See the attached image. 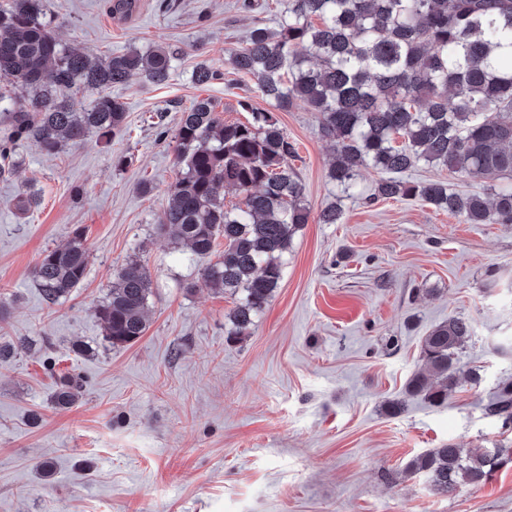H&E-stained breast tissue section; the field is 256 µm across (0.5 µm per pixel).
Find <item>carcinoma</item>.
Wrapping results in <instances>:
<instances>
[{
	"mask_svg": "<svg viewBox=\"0 0 512 512\" xmlns=\"http://www.w3.org/2000/svg\"><path fill=\"white\" fill-rule=\"evenodd\" d=\"M47 0H8L0 6V73L13 78L9 128L0 140V178L10 177L14 144L35 140L48 155L66 144L106 137L123 126L125 104L106 90L134 76L163 85L174 73L180 51L157 45L131 47L93 62L61 44ZM232 73L256 79L276 109L296 102L316 114L336 158L328 177L336 202L319 213V223H341L342 199L356 195L363 169L388 173L367 203L421 199L466 224H512V0H291L274 29L252 27L245 46L229 53ZM192 79L207 85L224 71L202 63ZM95 91L86 105L73 92ZM245 123H221L210 99L181 110L174 133L178 177L171 187L160 227L202 262V285L237 297L228 338L247 333L263 313L282 278V255L310 218L304 186L289 163L296 153L270 111L241 103ZM404 142L396 144L397 138ZM455 176L489 180L488 192L460 193L440 180L418 181L406 173L420 164ZM221 186L244 194L242 205L224 207ZM224 238V253L211 260ZM86 237L72 231L67 243L44 253L32 277L44 300L66 299L85 277ZM151 292L147 269L137 261L118 273L97 307L104 339L124 347L143 336ZM474 335L469 318L451 316L422 338L425 369L407 391L441 405L468 374L460 353ZM80 379L64 378L55 402L65 408ZM512 427V382L500 385L485 407ZM512 450L459 448L444 444L413 457L411 473L427 475L433 490L448 495L461 483L481 486L504 466Z\"/></svg>",
	"mask_w": 512,
	"mask_h": 512,
	"instance_id": "obj_1",
	"label": "carcinoma"
}]
</instances>
